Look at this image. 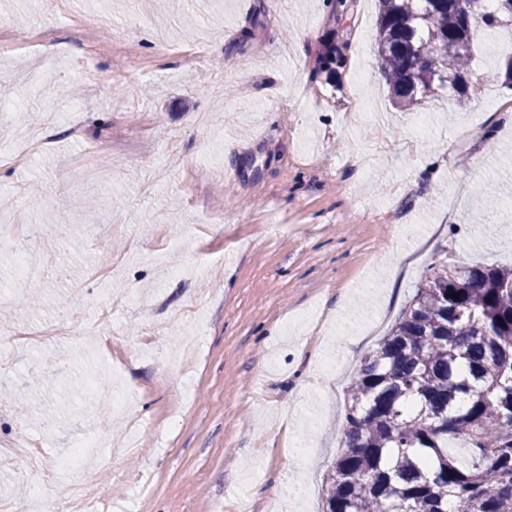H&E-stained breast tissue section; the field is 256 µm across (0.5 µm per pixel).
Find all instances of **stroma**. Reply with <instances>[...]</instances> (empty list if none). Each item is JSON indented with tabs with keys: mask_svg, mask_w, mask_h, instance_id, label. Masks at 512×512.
Returning a JSON list of instances; mask_svg holds the SVG:
<instances>
[{
	"mask_svg": "<svg viewBox=\"0 0 512 512\" xmlns=\"http://www.w3.org/2000/svg\"><path fill=\"white\" fill-rule=\"evenodd\" d=\"M378 0H0V448L141 432L84 492L127 512H322L346 389L441 259L512 264V30L477 39L464 109L402 111L377 74ZM254 37L240 43L242 29ZM339 61L326 67L331 56ZM498 199L485 213L487 199ZM112 324L95 334L102 251ZM66 321L37 345L22 332ZM132 399L113 417L98 404ZM7 512L64 482L0 461Z\"/></svg>",
	"mask_w": 512,
	"mask_h": 512,
	"instance_id": "stroma-1",
	"label": "stroma"
}]
</instances>
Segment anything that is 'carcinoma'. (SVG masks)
I'll return each mask as SVG.
<instances>
[{
    "mask_svg": "<svg viewBox=\"0 0 512 512\" xmlns=\"http://www.w3.org/2000/svg\"><path fill=\"white\" fill-rule=\"evenodd\" d=\"M376 48L394 106L469 76L476 31L512 28V0H379ZM457 298H452V295ZM463 440L473 463L448 454ZM323 512H512V266L434 265L347 388L344 441Z\"/></svg>",
    "mask_w": 512,
    "mask_h": 512,
    "instance_id": "cac0c4a2",
    "label": "carcinoma"
}]
</instances>
